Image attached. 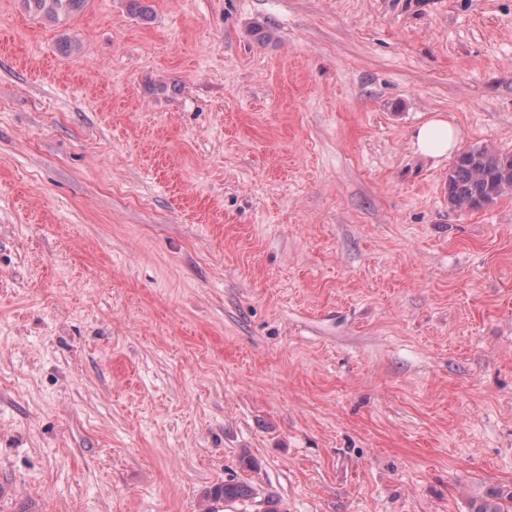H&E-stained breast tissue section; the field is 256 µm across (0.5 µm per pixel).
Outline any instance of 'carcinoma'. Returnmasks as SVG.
Here are the masks:
<instances>
[{
	"label": "carcinoma",
	"instance_id": "carcinoma-1",
	"mask_svg": "<svg viewBox=\"0 0 512 512\" xmlns=\"http://www.w3.org/2000/svg\"><path fill=\"white\" fill-rule=\"evenodd\" d=\"M29 5L47 17L68 15L79 10L84 0H28ZM512 184V154H504L479 145L458 153L448 170L445 192L448 206L466 212L481 201L501 197L506 183ZM250 486L241 481L213 485L207 499L215 503L245 502L252 498ZM472 512H512V491L493 489L473 501Z\"/></svg>",
	"mask_w": 512,
	"mask_h": 512
}]
</instances>
